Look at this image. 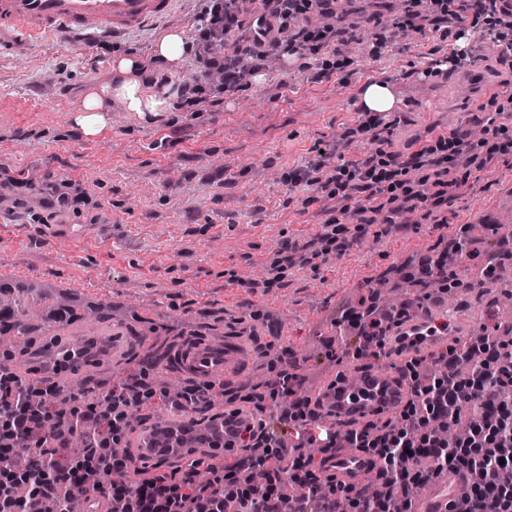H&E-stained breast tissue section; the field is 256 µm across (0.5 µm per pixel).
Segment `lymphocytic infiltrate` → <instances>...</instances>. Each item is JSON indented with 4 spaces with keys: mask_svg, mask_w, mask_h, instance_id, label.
<instances>
[{
    "mask_svg": "<svg viewBox=\"0 0 512 512\" xmlns=\"http://www.w3.org/2000/svg\"><path fill=\"white\" fill-rule=\"evenodd\" d=\"M199 22L198 36L186 55L188 65L203 64L202 76L183 81L176 88L177 110L194 115L223 102L225 96L250 89L249 75L265 66V52L242 57L231 38L245 25L242 0H186ZM319 0H262L276 23L273 46L279 58L296 62L317 60L335 52L347 31L328 22L317 26L310 18ZM403 10L395 29L417 33L425 28L451 30L455 41L444 58L449 67L471 65L475 48L468 40L466 17L490 20L496 39L512 32V21L500 15V0H402ZM507 126L488 118L485 134L492 144L477 152L469 134L456 132L435 144L410 153L403 160L386 162L367 157L344 160L341 142L320 143L321 153L313 168L291 172L294 185L314 184L339 201H351L360 214L387 212L404 207H439L449 192L465 184L472 171L480 170L504 154L495 139ZM318 238L319 246L304 249L284 245L271 264L272 273L292 266L312 264L319 255L344 254L349 246L346 228L330 219ZM353 334L356 356L380 357L391 330L389 321L366 319L361 310L346 317ZM487 353L464 375L432 374L421 358L404 362L401 371L412 384L408 401L396 419L367 424L344 432L317 425L315 406L301 398L294 410L281 413L277 405L285 395L302 388V378L286 357L263 391H248L239 398V409H251L259 422L247 426V455L227 464L217 460L193 461L170 472L129 479L132 458L119 453L134 427L132 411L156 406L181 412L194 410L214 383H196L181 397L152 388L146 374H138L129 386L100 391L95 401L84 393L72 394L70 407H53L59 380L40 376L38 384L24 382L16 374L0 370V512H65L71 484L86 479L88 460L98 462L101 474L90 488L85 512H95L98 499H107L110 512H310V500L322 503L321 512H336L349 500L350 512H413L420 488L445 472H466L470 493L460 512H512V401L496 398L501 387H512V344L486 341ZM464 420L465 438L453 440L445 426ZM84 445L71 447L73 437ZM357 448L377 458L387 489L374 497L349 496L347 488L322 481L312 449L330 452ZM301 467L300 486L305 496L284 497L281 487L288 471ZM205 469L206 482L195 473Z\"/></svg>",
    "mask_w": 512,
    "mask_h": 512,
    "instance_id": "f902f5d3",
    "label": "lymphocytic infiltrate"
}]
</instances>
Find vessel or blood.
Instances as JSON below:
<instances>
[{
	"mask_svg": "<svg viewBox=\"0 0 512 512\" xmlns=\"http://www.w3.org/2000/svg\"><path fill=\"white\" fill-rule=\"evenodd\" d=\"M176 0H0V47L20 50L39 39L66 33L89 47L99 32L119 37L142 29L168 16ZM249 42L268 46L271 41L270 13L257 0H246ZM452 325L445 311L420 312L406 324L394 327L387 346L401 345L407 353L447 346ZM251 356L241 336H220L203 344L189 343L176 351L178 371L192 379L224 382L241 376ZM325 413L336 425L357 421H382L396 411L404 390L386 374L366 372L356 378H337L335 384L313 390ZM319 463L321 477L361 491L366 478L377 472L376 459L355 448H340L324 454ZM466 473H445L421 488L415 512H453L468 493Z\"/></svg>",
	"mask_w": 512,
	"mask_h": 512,
	"instance_id": "b4317fda",
	"label": "vessel or blood"
}]
</instances>
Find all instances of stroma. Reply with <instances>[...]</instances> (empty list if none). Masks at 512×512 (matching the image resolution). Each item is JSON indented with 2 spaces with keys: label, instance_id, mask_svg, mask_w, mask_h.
<instances>
[{
  "label": "stroma",
  "instance_id": "obj_1",
  "mask_svg": "<svg viewBox=\"0 0 512 512\" xmlns=\"http://www.w3.org/2000/svg\"><path fill=\"white\" fill-rule=\"evenodd\" d=\"M394 17L393 0H348L336 16L355 31L340 47L345 68L314 61L299 72L271 64L249 91L195 119L173 109L143 122L112 98L105 102L109 125L95 138L72 115L83 94L114 80L111 55L56 37L0 53V280L78 310L72 330L104 350L98 362L75 370L89 390L108 372L143 360L135 342L113 359L111 338L96 334L102 323L145 336L164 368L188 340L248 334L255 350L249 382L270 379L283 346L309 386L338 371L400 367L394 355L324 361L327 347L345 348L334 319L380 275L405 274L447 250L462 227L496 223L512 209V159L473 172L437 214L418 208L411 223L391 226L377 214L344 254L320 257L318 271L291 267L278 282L267 281L282 241L316 242L340 214L326 193L288 181L289 172L314 161L316 141L348 132L345 159L380 150L401 157L484 121L489 98L512 79V56L480 28L471 32L480 66L419 78L447 54L449 40L429 31L377 43V25ZM196 26L193 11L177 0L168 17L122 44L149 69L161 33L179 29L192 39ZM371 82L399 94L379 141L357 131L359 94ZM17 179L26 188H15ZM67 180L89 185V200L41 223L42 199Z\"/></svg>",
  "mask_w": 512,
  "mask_h": 512
}]
</instances>
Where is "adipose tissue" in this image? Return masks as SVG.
Masks as SVG:
<instances>
[{"instance_id":"adipose-tissue-1","label":"adipose tissue","mask_w":512,"mask_h":512,"mask_svg":"<svg viewBox=\"0 0 512 512\" xmlns=\"http://www.w3.org/2000/svg\"><path fill=\"white\" fill-rule=\"evenodd\" d=\"M141 61L135 56H118L112 61L113 71L118 72V80L100 85L98 90L87 93L74 116L75 124L87 137L100 135L108 125L103 111V100L113 96L121 100L127 111L151 122L161 113L170 111L172 104L164 91L146 85L135 71Z\"/></svg>"}]
</instances>
